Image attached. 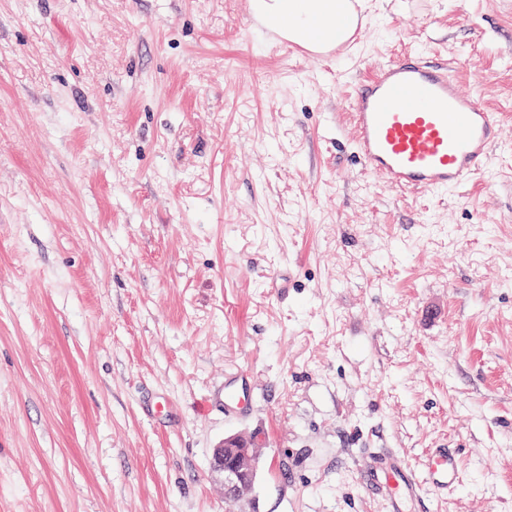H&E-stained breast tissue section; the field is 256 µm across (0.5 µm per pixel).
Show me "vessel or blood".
<instances>
[{
	"label": "vessel or blood",
	"instance_id": "b4317fda",
	"mask_svg": "<svg viewBox=\"0 0 512 512\" xmlns=\"http://www.w3.org/2000/svg\"><path fill=\"white\" fill-rule=\"evenodd\" d=\"M342 19L314 33L283 17L264 18L261 0H250L247 26L264 23L274 45L329 60L356 41L365 21L344 0ZM355 154L365 171L402 191L445 193L462 186L486 163L500 126L477 96L464 92L452 67L405 55L359 82L350 101ZM248 373L221 391L226 411L244 413L251 397ZM363 489L383 499L387 512H411L424 491L447 495L463 483L459 449H427L421 468L397 450L378 448L358 458Z\"/></svg>",
	"mask_w": 512,
	"mask_h": 512
}]
</instances>
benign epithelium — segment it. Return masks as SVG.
<instances>
[{
	"label": "benign epithelium",
	"instance_id": "obj_1",
	"mask_svg": "<svg viewBox=\"0 0 512 512\" xmlns=\"http://www.w3.org/2000/svg\"><path fill=\"white\" fill-rule=\"evenodd\" d=\"M258 448L244 444L238 436H230L215 448L211 466L222 475L224 490L235 500L243 499L251 491L255 478Z\"/></svg>",
	"mask_w": 512,
	"mask_h": 512
}]
</instances>
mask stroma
<instances>
[{
    "label": "stroma",
    "instance_id": "obj_1",
    "mask_svg": "<svg viewBox=\"0 0 512 512\" xmlns=\"http://www.w3.org/2000/svg\"><path fill=\"white\" fill-rule=\"evenodd\" d=\"M361 2L318 61L246 0H0V512H385L355 459L438 444L463 483L418 512H512V0ZM406 51L501 125L443 195L354 154ZM241 370L249 415L204 408ZM259 448L246 446L239 436H230L215 448L211 466L222 475L224 490L234 500H240L251 491Z\"/></svg>",
    "mask_w": 512,
    "mask_h": 512
}]
</instances>
